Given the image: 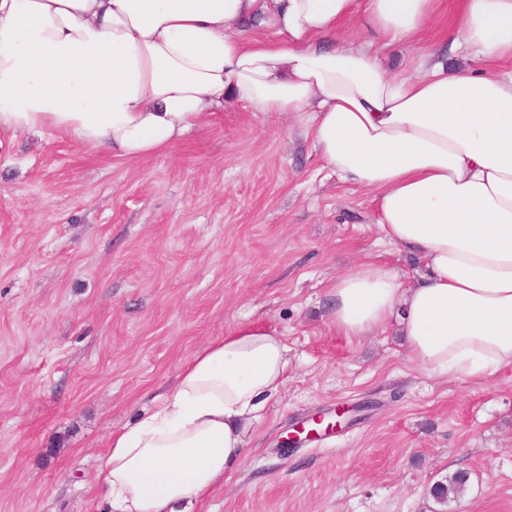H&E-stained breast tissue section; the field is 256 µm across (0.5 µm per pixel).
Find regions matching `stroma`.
Masks as SVG:
<instances>
[{
    "mask_svg": "<svg viewBox=\"0 0 512 512\" xmlns=\"http://www.w3.org/2000/svg\"><path fill=\"white\" fill-rule=\"evenodd\" d=\"M456 0L389 67L451 59ZM372 194L323 169L284 115L227 100L171 152L128 161L53 132L0 130V512H107L109 436L174 386L211 341L257 324L288 377L224 485L192 512H512V371L427 375L394 326L347 337L326 290L365 261L413 283L380 242ZM364 402L351 428L291 450L297 426ZM467 478L463 474H457L454 477L439 481L430 490V495L439 509L432 510L433 512L446 511L443 508L447 506L448 500L462 491Z\"/></svg>",
    "mask_w": 512,
    "mask_h": 512,
    "instance_id": "obj_1",
    "label": "stroma"
}]
</instances>
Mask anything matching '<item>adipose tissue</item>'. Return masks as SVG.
<instances>
[{"label":"adipose tissue","instance_id":"adipose-tissue-1","mask_svg":"<svg viewBox=\"0 0 512 512\" xmlns=\"http://www.w3.org/2000/svg\"><path fill=\"white\" fill-rule=\"evenodd\" d=\"M438 0H0V130L65 133L130 161L166 153L226 99L290 115L324 166L369 189L383 241L417 255L412 285L365 261L336 278L348 337L396 322L427 373L512 370V0H458V65L414 44ZM361 16L375 48L338 42ZM268 19L276 38L244 36ZM288 348L240 326L205 346L156 409L112 433L96 471L112 512H189L245 454Z\"/></svg>","mask_w":512,"mask_h":512}]
</instances>
